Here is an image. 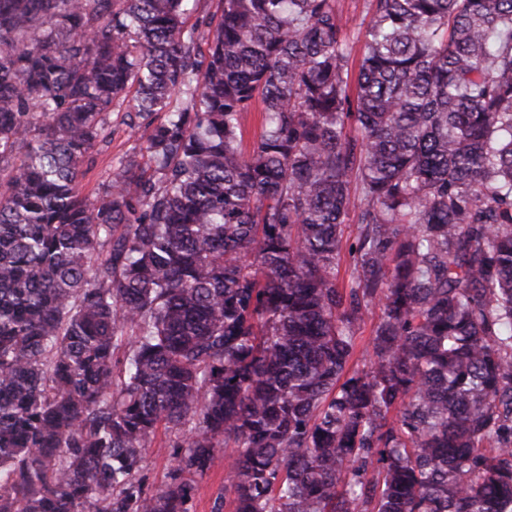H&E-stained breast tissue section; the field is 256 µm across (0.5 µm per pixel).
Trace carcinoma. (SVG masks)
<instances>
[{"instance_id":"cac0c4a2","label":"carcinoma","mask_w":512,"mask_h":512,"mask_svg":"<svg viewBox=\"0 0 512 512\" xmlns=\"http://www.w3.org/2000/svg\"><path fill=\"white\" fill-rule=\"evenodd\" d=\"M200 2L0 0V512H512V0ZM337 6L343 27L355 38L367 12L366 0H338ZM125 104L117 108L109 117L111 128V143L99 147V154L96 155V164L87 174L82 183V191L98 198H105L110 181V165L112 172L121 158L134 159L143 163L146 157L144 148L151 133L152 127L142 125L131 128L129 119L126 117ZM379 314V309L375 308L373 309L368 316L366 317V323L361 329V333L359 332L357 336H359L358 339V349L357 353L354 358V367L359 369H367L369 365V339H370V333L372 329L373 323L376 322L377 316ZM368 348V350H366ZM173 433L159 430L156 444L153 448H147L144 457V474L147 478V485L154 489L166 481L170 468V456L174 448H170ZM231 448H225L219 451V458L215 466L202 477L197 478V488L192 500L191 512H215L214 506L216 498L224 494V478L227 460L224 453H232Z\"/></svg>"}]
</instances>
